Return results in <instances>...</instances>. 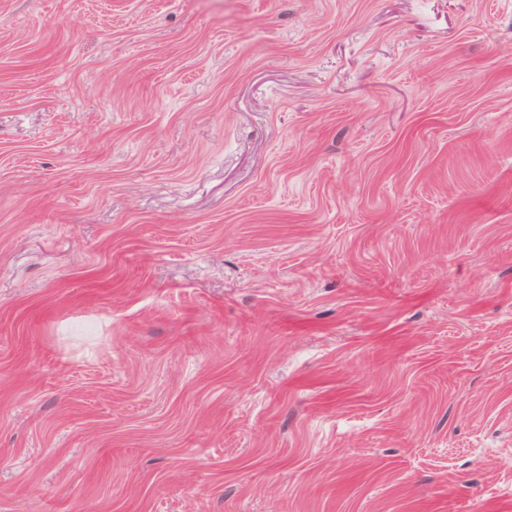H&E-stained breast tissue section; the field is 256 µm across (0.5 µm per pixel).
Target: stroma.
<instances>
[{
	"instance_id": "35a3bbf8",
	"label": "stroma",
	"mask_w": 512,
	"mask_h": 512,
	"mask_svg": "<svg viewBox=\"0 0 512 512\" xmlns=\"http://www.w3.org/2000/svg\"><path fill=\"white\" fill-rule=\"evenodd\" d=\"M0 512H512V0H0Z\"/></svg>"
}]
</instances>
